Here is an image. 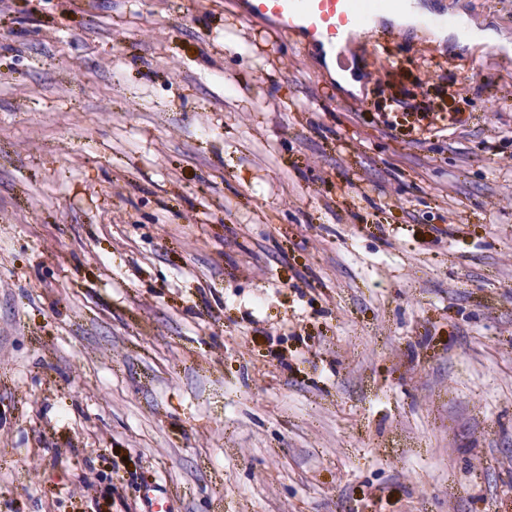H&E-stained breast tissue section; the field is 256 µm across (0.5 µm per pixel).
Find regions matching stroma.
I'll return each mask as SVG.
<instances>
[{"label":"stroma","instance_id":"1","mask_svg":"<svg viewBox=\"0 0 512 512\" xmlns=\"http://www.w3.org/2000/svg\"><path fill=\"white\" fill-rule=\"evenodd\" d=\"M418 2L0 0V512H512V0ZM244 12L263 18L286 32L297 31L305 39L336 47V41L356 28L366 30L361 0H245Z\"/></svg>","mask_w":512,"mask_h":512}]
</instances>
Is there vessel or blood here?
I'll return each instance as SVG.
<instances>
[{
    "instance_id": "vessel-or-blood-1",
    "label": "vessel or blood",
    "mask_w": 512,
    "mask_h": 512,
    "mask_svg": "<svg viewBox=\"0 0 512 512\" xmlns=\"http://www.w3.org/2000/svg\"><path fill=\"white\" fill-rule=\"evenodd\" d=\"M361 0H246L245 13L263 18L278 29L299 32L305 39L328 46L350 30H365Z\"/></svg>"
}]
</instances>
